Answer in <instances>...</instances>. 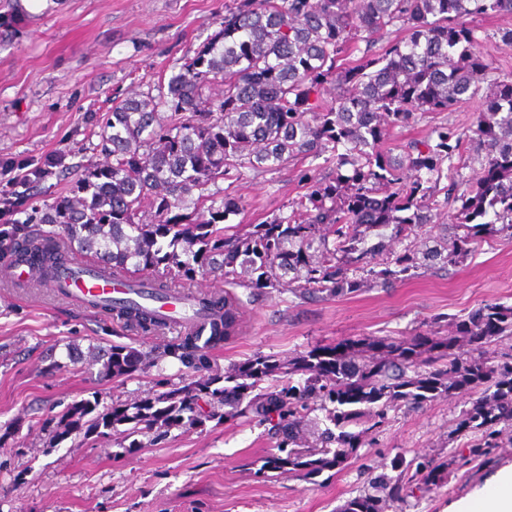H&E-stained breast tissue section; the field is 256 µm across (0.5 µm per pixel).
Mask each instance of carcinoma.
<instances>
[{"instance_id": "obj_1", "label": "carcinoma", "mask_w": 512, "mask_h": 512, "mask_svg": "<svg viewBox=\"0 0 512 512\" xmlns=\"http://www.w3.org/2000/svg\"><path fill=\"white\" fill-rule=\"evenodd\" d=\"M488 12L512 14V0H229L221 28L179 59L167 92L112 105L99 141L82 148L84 161L5 162L21 174L0 194V265L34 271L17 287L52 282L68 263L92 257L96 277L110 273L126 278L130 292L187 301L209 325L204 336L187 324L150 355L189 369L182 383L117 400L101 413L96 401L72 402L55 427L41 425L49 444L126 424L132 450L142 447L138 435L157 444L175 427L245 418L274 440L253 475L309 477L342 464L368 431H379L388 410L480 388L456 427L479 434L469 456L418 457L411 478L434 485L448 467L498 447L497 426L512 423V356L493 363L488 346L512 334V308L486 303L459 316L452 337L360 338L290 360L255 354L217 376L209 374L210 352L239 334L244 306L228 292L186 291L209 272L253 297L286 287L300 300H329L462 261L478 238L512 237V79L496 78L482 92L478 76L490 65L472 51L469 23ZM393 26L405 37L373 50V37ZM350 40L366 48L347 67L341 60ZM331 82L347 91L326 102ZM475 98L474 176L460 172L463 136L446 124L396 156L384 147V125L408 126ZM161 108L168 115L159 122ZM322 155L333 174H305L306 193L289 203L290 213L245 228L223 225L239 203L219 181ZM55 169L77 179L52 203L29 209ZM146 198L157 217L151 224L139 218ZM442 202L456 204L461 233L451 247L433 236L420 249L411 237L435 223ZM384 229L389 242L369 243ZM87 307L137 333L168 327L158 310L130 300L91 299ZM147 356L131 343L114 344L103 376L123 381ZM373 485L380 494L351 499L337 512H385L386 502L403 498L398 477L380 475Z\"/></svg>"}]
</instances>
